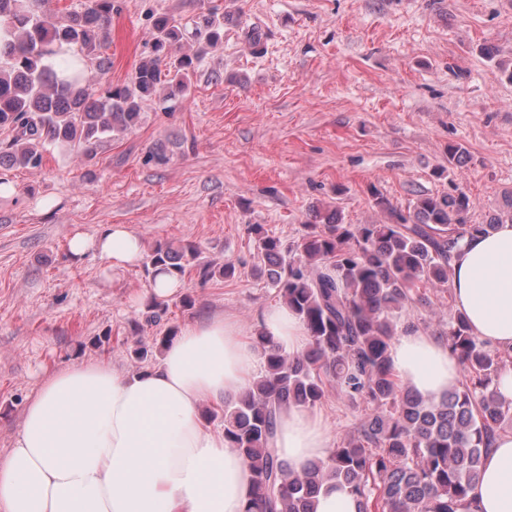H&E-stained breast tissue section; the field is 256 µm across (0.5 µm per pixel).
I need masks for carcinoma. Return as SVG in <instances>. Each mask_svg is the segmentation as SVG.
Returning a JSON list of instances; mask_svg holds the SVG:
<instances>
[{"label":"carcinoma","mask_w":512,"mask_h":512,"mask_svg":"<svg viewBox=\"0 0 512 512\" xmlns=\"http://www.w3.org/2000/svg\"><path fill=\"white\" fill-rule=\"evenodd\" d=\"M48 0H0V167L38 170L48 146H67L92 159L100 143L135 128L143 105L158 100L172 110L190 90L194 62L218 47L224 15L213 6L192 27L174 14L153 23V56L129 80L95 90L70 73L73 51L103 70L110 41L112 0H83L56 12ZM374 206L387 221L344 224L335 208L314 206L306 233L288 246L261 224L251 226L262 264L254 274L273 288L307 328L310 343L297 355L276 347L256 329L263 370L237 400L224 403V439L251 473L244 512H313L324 483L345 486L359 512H459L480 476L483 454L512 427V406L494 384L507 358L473 336L462 313L448 322V349L469 380L438 399L401 386L390 361L397 318L418 285L451 288L452 264L466 240L497 224H512V199L485 224L467 223L474 207L455 187L416 199L408 214L381 194ZM148 274L177 278L196 271L202 282L235 273L230 261L201 257L192 242L157 243L146 255ZM172 299L150 298L146 322L157 323ZM176 336L134 350L146 361ZM336 384L351 399L380 412L360 425V436L329 450L323 461L297 471L274 448L277 419L292 406L310 408Z\"/></svg>","instance_id":"carcinoma-1"}]
</instances>
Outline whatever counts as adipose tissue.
<instances>
[{
    "label": "adipose tissue",
    "instance_id": "1",
    "mask_svg": "<svg viewBox=\"0 0 512 512\" xmlns=\"http://www.w3.org/2000/svg\"><path fill=\"white\" fill-rule=\"evenodd\" d=\"M71 251L99 257L117 274L140 261L142 243L111 224L93 237L75 234ZM452 282L473 333L511 352L512 224L466 241ZM258 323L288 353L309 344L287 306L264 310ZM390 358L425 398L441 397L459 380L447 345L414 330L397 337ZM258 360L237 320L215 313L184 327L152 369L129 375L106 360L61 369L30 399L0 461V512H243L250 472L199 407L243 394ZM329 441L322 417L309 410L291 407L278 419L274 446L294 469L326 459ZM462 512H512V432L484 454Z\"/></svg>",
    "mask_w": 512,
    "mask_h": 512
}]
</instances>
